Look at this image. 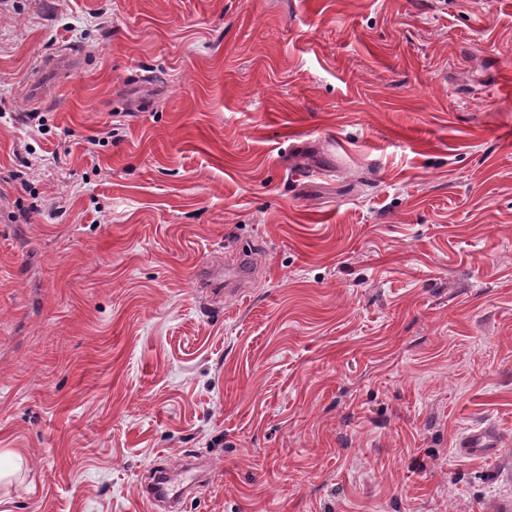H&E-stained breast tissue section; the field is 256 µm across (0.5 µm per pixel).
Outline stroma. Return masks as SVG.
<instances>
[{"instance_id": "35a3bbf8", "label": "stroma", "mask_w": 512, "mask_h": 512, "mask_svg": "<svg viewBox=\"0 0 512 512\" xmlns=\"http://www.w3.org/2000/svg\"><path fill=\"white\" fill-rule=\"evenodd\" d=\"M510 71L512 0H0V512H496ZM457 447L458 451L464 455L492 456L497 452L499 440L493 427L487 425L465 433Z\"/></svg>"}]
</instances>
